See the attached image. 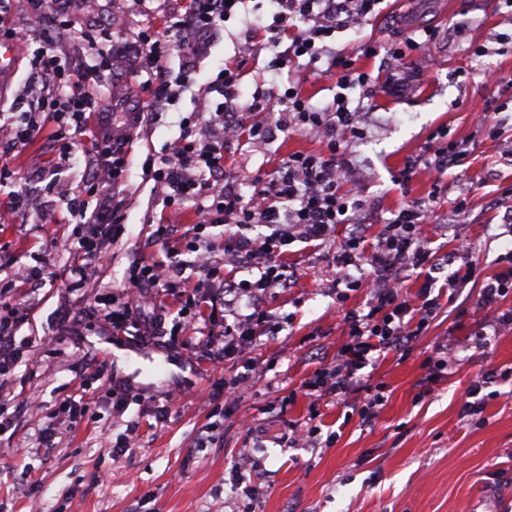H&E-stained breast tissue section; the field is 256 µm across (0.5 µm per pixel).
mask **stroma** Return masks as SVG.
I'll return each instance as SVG.
<instances>
[{"mask_svg": "<svg viewBox=\"0 0 512 512\" xmlns=\"http://www.w3.org/2000/svg\"><path fill=\"white\" fill-rule=\"evenodd\" d=\"M166 0H99L96 18L112 24L111 72L102 84L116 112H131L148 99L136 90L137 67L128 46L137 33L159 23ZM428 28L432 38L408 52V81L402 91L386 87L393 68L387 50L410 31ZM208 57L195 74L204 89L224 65L243 63L244 97L267 89L271 52L262 34L247 36L239 18L211 35ZM375 46L358 55L363 43ZM10 72L0 75V108L10 109L26 93L32 44L14 40ZM331 48L357 54V67L376 76L371 94L348 90L351 102L369 96L372 125L366 138L348 137L346 166L360 181L343 188L366 202L368 240L405 203L436 193V209L455 232L468 236L483 275L507 272L499 257L512 249L503 217L512 207V7L506 0H385L382 13L338 33ZM193 109L190 93L177 106L134 131L128 148L125 232L96 267L100 294L126 282L127 269L141 258L164 257L154 231L161 217L177 215L191 225L196 202L176 208L149 180L147 155L164 152L181 134L180 121ZM46 126L26 146L0 154L13 176L0 186V201L27 196L30 208L5 214L0 226V276L23 281L32 267L43 280L26 285V315L18 337L33 347L0 386V415L12 428L0 435V512H512V380L487 385L482 410L462 411L476 375L512 369V325L498 327L512 310V293L498 308L479 309L477 291H442L441 311L404 351L374 356L359 381L339 399L310 400L305 381L335 362L348 336L343 314L368 313V288L337 300L328 285L337 277L332 259L348 234L317 246L303 241L288 248L297 272L293 287L267 296L282 329L256 337L224 364L243 375L248 387L232 404L202 402L208 385L203 349L186 350L181 336L163 342L140 336L113 340L94 309L93 298L66 288L63 275L74 260L76 223L70 201L83 193L92 172L90 144L55 168L58 144ZM466 156L444 174L418 165L406 185L394 178L422 156L437 133ZM321 147L316 131L277 133L267 144L230 143L224 149L229 179L251 195L256 177L272 173L281 158ZM448 347L445 369L428 365L437 345ZM383 385L385 403L374 422L359 409L369 388ZM85 387V414L61 443L42 447L39 430L48 416L67 424L63 402ZM136 393L123 410L112 407V387ZM174 393L164 420L154 400ZM39 397V412L23 403ZM319 427L315 445L302 435ZM215 426L212 440L196 438ZM136 430L132 451L117 456V441Z\"/></svg>", "mask_w": 512, "mask_h": 512, "instance_id": "obj_1", "label": "stroma"}]
</instances>
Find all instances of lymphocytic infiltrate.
Listing matches in <instances>:
<instances>
[{"instance_id": "1", "label": "lymphocytic infiltrate", "mask_w": 512, "mask_h": 512, "mask_svg": "<svg viewBox=\"0 0 512 512\" xmlns=\"http://www.w3.org/2000/svg\"><path fill=\"white\" fill-rule=\"evenodd\" d=\"M31 23L28 35L35 45L31 65L36 85V101L30 104L18 124L7 125L8 147L32 141L46 123H53L59 143L58 159L68 163L79 137H88L97 168L85 187V193L97 200L93 211L77 207L80 222L76 238L77 260L66 273L73 290L94 284L92 264L100 259L108 245L124 233L121 202L116 193L125 181L131 131L145 113L168 111L192 83L201 59L207 55L205 38L241 14L246 33L263 30L273 57L270 71L282 74L300 58H307L315 74L334 79L341 89L367 86L370 77L356 67L352 58L336 53L327 44L334 33L362 24L375 16L383 0H271L272 16L248 8V0H181L177 10L163 16L162 26L140 32L139 70L145 79L141 86L149 95L145 110L128 112L115 118L108 109L97 73L112 65V29L98 25L77 29L88 15L94 0H25ZM96 60L94 69L79 65L82 57ZM179 56L182 69L176 77L166 74L171 56ZM239 67L222 68L209 82L205 95L195 104L196 112H207L221 126L224 138L200 144L192 125L171 144L165 154L148 159L154 180L167 188V200L198 201L196 221L184 228L175 221L158 225L156 237L167 248L165 259L144 258L133 263L126 281L139 289L141 298L128 293H113L99 298L98 312L113 335L126 334L134 315L144 304H151L153 316L145 320L144 335L158 337L161 329L171 335L201 334L214 378L207 397L217 400L239 392L243 377L224 376L220 366L240 352L242 346L263 332H275L277 324L266 306L268 292L290 287L294 274L285 258L293 242L330 241L338 225L351 230L335 260L342 273L337 284L361 287L362 279L353 269L370 265L372 306L368 313L346 312L344 322L349 340L335 363L319 368L302 386L313 400L342 396L349 389L355 371L375 351H400L428 329L441 309L431 291L437 279L436 263L429 248L428 228L440 223L432 206L414 201L401 207L385 224L376 244L367 245L363 229L364 200L342 191L345 170L340 163L344 133H364L367 125L364 104L349 105L333 100L325 107L313 105L295 86L284 90L255 93L243 100ZM282 107L277 126L254 121L269 100ZM303 131L321 135V147L315 152H294L283 158L271 179L256 178L251 196H243L225 183L226 143L249 139L264 143L273 129ZM212 224L234 228L224 241L237 268L252 271L249 279L224 277L221 262L206 257L210 244L203 231ZM195 254L199 273L196 283L184 277V254ZM447 285L463 288L480 285L477 304L493 308L512 292V271L482 277L471 244L459 240L448 253ZM416 269L424 281L416 300L403 296L401 275ZM169 296L176 307V321L166 326L168 311L160 304ZM20 307L14 301L12 283L0 286V378L10 376L23 354L28 339L18 338Z\"/></svg>"}]
</instances>
